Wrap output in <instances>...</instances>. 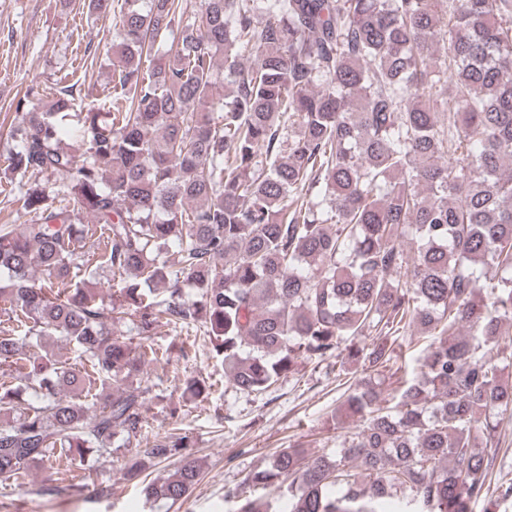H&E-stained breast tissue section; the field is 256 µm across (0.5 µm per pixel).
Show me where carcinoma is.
<instances>
[{
  "label": "carcinoma",
  "instance_id": "cac0c4a2",
  "mask_svg": "<svg viewBox=\"0 0 512 512\" xmlns=\"http://www.w3.org/2000/svg\"><path fill=\"white\" fill-rule=\"evenodd\" d=\"M82 7L112 15L105 105L33 84L3 117L27 219L0 224V375L16 381L0 385V483L150 437L144 367L168 357L153 342L167 325L202 331L247 394L336 360L330 419L359 422L332 457L267 455L224 488L230 512H497L512 498L489 452L512 419V0ZM416 328L417 369L382 400ZM45 336L80 363L41 353ZM150 438L148 458L181 460L141 493L175 504L200 468L185 437Z\"/></svg>",
  "mask_w": 512,
  "mask_h": 512
}]
</instances>
